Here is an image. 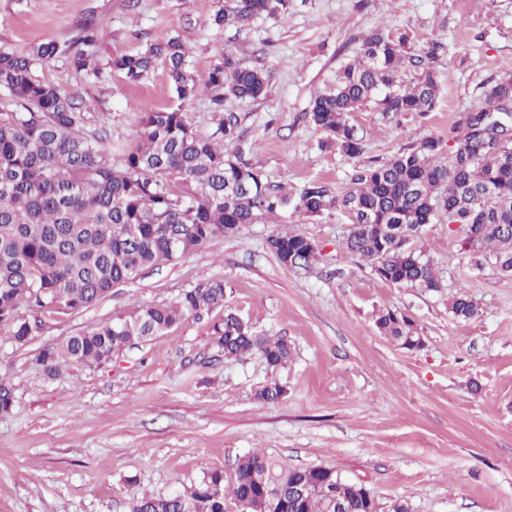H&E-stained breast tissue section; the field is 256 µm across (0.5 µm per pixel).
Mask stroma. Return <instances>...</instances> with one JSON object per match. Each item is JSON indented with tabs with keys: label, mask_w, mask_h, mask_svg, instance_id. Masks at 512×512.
Here are the masks:
<instances>
[{
	"label": "stroma",
	"mask_w": 512,
	"mask_h": 512,
	"mask_svg": "<svg viewBox=\"0 0 512 512\" xmlns=\"http://www.w3.org/2000/svg\"><path fill=\"white\" fill-rule=\"evenodd\" d=\"M218 6L0 0V48L25 52L97 26L102 77L66 59L35 65L32 75L74 96L86 134L111 141L116 159L141 113L177 101L164 67L132 84L108 71L113 57L172 35L187 47L196 77L223 65L228 51L262 66L264 95L228 97L218 109L206 90L187 117L208 135L219 111L240 115L244 159L293 199L313 182L344 194L356 170L390 159L420 134L447 138L512 63V0H291L287 12L259 16L244 30L213 27ZM378 28L406 35L414 50L443 45L438 106L423 116L360 107L351 121L364 152L350 159L325 148V133L307 113ZM350 225L340 209L307 217L282 207L236 235L141 270L89 308L44 315L41 334L25 345L0 329V377L14 389L12 410L0 413V512H129L134 499L173 494L215 469L233 473L252 453L333 469L369 489L377 512H391L398 499L410 512H512V276L465 254L442 222L413 243L432 261L438 290L390 284L342 251ZM292 228L319 244L311 265L284 266L270 250L268 237ZM217 280L225 309L260 335L288 338L291 363L272 368L256 354L225 360L214 332L225 309L185 316L102 366L71 364L50 377L36 362L45 344ZM457 294L478 302L479 315L453 318L448 301ZM388 310L414 319L421 349L380 335L376 319ZM273 380L287 394L268 405L257 392Z\"/></svg>",
	"instance_id": "35a3bbf8"
}]
</instances>
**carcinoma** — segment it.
Instances as JSON below:
<instances>
[{
    "label": "carcinoma",
    "mask_w": 512,
    "mask_h": 512,
    "mask_svg": "<svg viewBox=\"0 0 512 512\" xmlns=\"http://www.w3.org/2000/svg\"><path fill=\"white\" fill-rule=\"evenodd\" d=\"M288 0H224L212 23L244 30L262 14L275 16ZM98 31L81 27L70 44L43 42L22 53L0 50V88L22 111L0 112V327L24 345L41 330L40 319L20 310L79 311L105 298L112 287L133 279L146 266L173 261L196 251L218 235H234L290 203V197L263 181L242 157V149L226 145L241 140V119L224 112L209 136L196 131L185 105L203 88L223 96L257 99L266 77L257 66L235 60L229 51L224 66L199 79L189 70L183 45L163 36L141 53L111 60L110 69L131 84L146 80L156 64L168 71L178 105L145 112L137 142L119 161L112 146L83 132L84 113L72 95L31 77L32 66L65 57L80 69L93 59ZM443 47L432 44L418 53L407 38L382 31L366 36L355 60L339 75L336 88L317 97L309 112L313 124L327 134L326 146L347 158L363 152V137L351 113L375 102L385 113L431 112L438 97L435 80ZM403 71L416 74L404 85ZM484 102L467 109L448 135L453 146L424 135L389 160L355 172L352 187L335 195L321 184L304 188L294 203L305 216L344 209L353 221L341 246L354 260L369 262L392 284L440 288L431 261L409 247L425 227L444 215L462 247L491 256L512 274V137L502 136L492 157L485 139L494 133L485 119L512 107V66L483 92ZM178 183L186 194L174 192ZM184 240L176 254L169 241ZM269 247L283 265L297 259L308 266L320 254L303 233L278 232ZM224 283L198 284L173 305H150L129 318L117 317L92 330L47 344L39 352L49 375L60 365L101 366L135 339L167 331L185 315L224 308ZM449 312L459 320L479 314L469 296L449 299ZM379 333L406 350H419L423 338L413 320L388 310L376 319ZM224 359L259 353L273 368L291 361L293 348L284 336H258L234 311L226 309L215 326ZM285 390L273 380L257 393L275 404ZM231 494L242 512H368L369 490L326 467L291 468L260 454L239 459L234 472L212 470L195 486L163 498L132 501L129 512H224Z\"/></svg>",
    "instance_id": "cac0c4a2"
}]
</instances>
